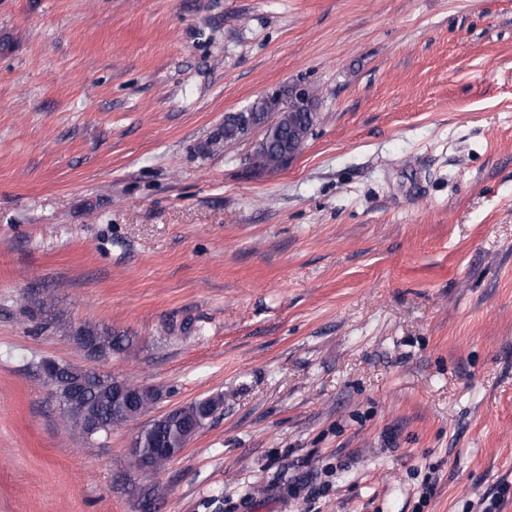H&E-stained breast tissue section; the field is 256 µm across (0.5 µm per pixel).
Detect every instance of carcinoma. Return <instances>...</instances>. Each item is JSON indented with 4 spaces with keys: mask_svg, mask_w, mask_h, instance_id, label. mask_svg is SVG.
<instances>
[{
    "mask_svg": "<svg viewBox=\"0 0 512 512\" xmlns=\"http://www.w3.org/2000/svg\"><path fill=\"white\" fill-rule=\"evenodd\" d=\"M305 113L283 111L273 122L267 144V157L273 166H278L282 157L281 141L288 132L296 129ZM78 336H93L98 343L100 355L121 354L133 345V337L114 332L106 326L87 325L76 331ZM61 413L67 415L74 428L99 427L95 436L107 435L112 428L120 426L154 403L156 390L142 386L122 392L119 384L110 376L95 374L86 380L85 395L72 401L64 385H56ZM221 399L209 398L193 402L178 410L153 420L136 435L137 454L144 470L156 469L178 456L194 437L198 427L205 425Z\"/></svg>",
    "mask_w": 512,
    "mask_h": 512,
    "instance_id": "obj_1",
    "label": "carcinoma"
}]
</instances>
